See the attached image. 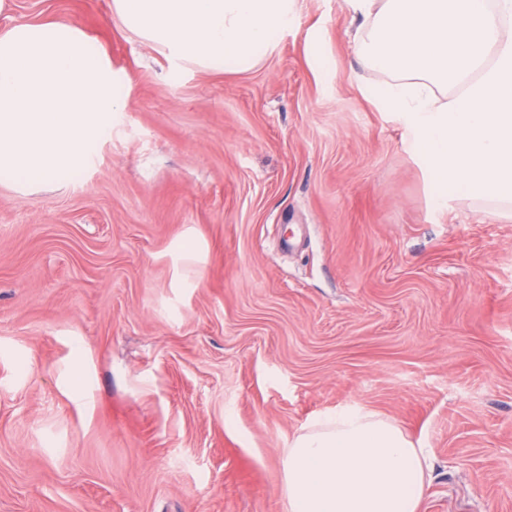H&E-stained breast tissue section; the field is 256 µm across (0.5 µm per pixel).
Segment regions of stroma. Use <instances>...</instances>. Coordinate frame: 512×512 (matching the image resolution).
<instances>
[{
	"mask_svg": "<svg viewBox=\"0 0 512 512\" xmlns=\"http://www.w3.org/2000/svg\"><path fill=\"white\" fill-rule=\"evenodd\" d=\"M111 4L0 15L127 102L77 173L0 180V512H288L283 448L344 408L429 448L419 512H512V219L437 202L361 17L297 0L257 68L177 74Z\"/></svg>",
	"mask_w": 512,
	"mask_h": 512,
	"instance_id": "1",
	"label": "stroma"
}]
</instances>
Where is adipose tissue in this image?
<instances>
[{
	"instance_id": "1",
	"label": "adipose tissue",
	"mask_w": 512,
	"mask_h": 512,
	"mask_svg": "<svg viewBox=\"0 0 512 512\" xmlns=\"http://www.w3.org/2000/svg\"><path fill=\"white\" fill-rule=\"evenodd\" d=\"M283 456L288 512H418L429 483L426 449L359 408L310 421Z\"/></svg>"
}]
</instances>
